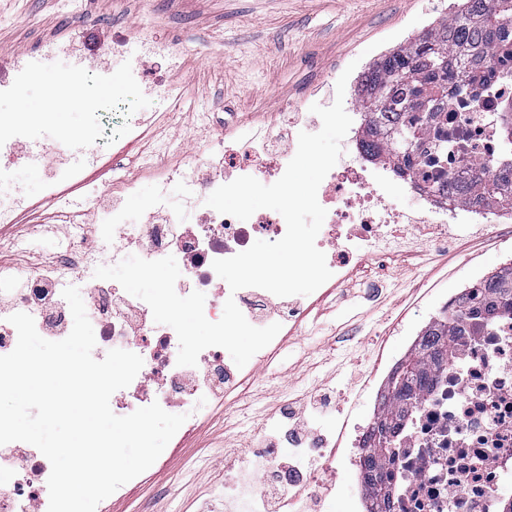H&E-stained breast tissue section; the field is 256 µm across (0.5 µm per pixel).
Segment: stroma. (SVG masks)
Listing matches in <instances>:
<instances>
[{"label":"stroma","instance_id":"stroma-1","mask_svg":"<svg viewBox=\"0 0 512 512\" xmlns=\"http://www.w3.org/2000/svg\"><path fill=\"white\" fill-rule=\"evenodd\" d=\"M442 0H0V59L35 53L52 38L110 40L113 31L144 27L158 36H179L187 65L182 74L191 99L209 112L214 128L234 122V133L204 139L192 113L165 117L157 127L173 157L207 143L237 151L250 144L261 122L277 127L282 108L297 110L309 96L334 94L349 72L344 108L357 109L354 90L380 56L399 48L443 20ZM356 71H349V64ZM47 77L23 85L16 100L38 113L32 127L40 139L58 127L80 132L100 92L87 91L52 111L43 96ZM16 100H0V113ZM63 231L22 236L12 251L21 266L64 249ZM512 262V243L496 225L450 232L446 247L431 249L425 262L404 256L392 266L371 260L335 294L300 321L278 362L251 358L254 381L243 396L205 402L196 412L202 425L183 447L166 446L156 469L143 472L123 501L104 499L105 512H197L215 481L233 483L237 469L224 464V439L239 436L251 458L271 439L287 408H306L310 429L334 432L343 421L363 423L376 411L386 369L404 355L409 337L438 314L447 293L473 285V272L488 275ZM327 394L324 416L310 413L313 396Z\"/></svg>","mask_w":512,"mask_h":512}]
</instances>
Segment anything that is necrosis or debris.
I'll list each match as a JSON object with an SVG mask.
<instances>
[{"instance_id":"4bbe7bcc","label":"necrosis or debris","mask_w":512,"mask_h":512,"mask_svg":"<svg viewBox=\"0 0 512 512\" xmlns=\"http://www.w3.org/2000/svg\"><path fill=\"white\" fill-rule=\"evenodd\" d=\"M132 41L139 54L131 61L128 84L113 88L110 109L93 113L81 134L61 132L57 143L36 150L26 145L28 114H0V254L20 227L39 232L56 225L69 237L68 249L54 262H38L25 270L0 261V282L25 281L0 304V355L16 346L17 331L9 317L17 312L31 315L40 335L52 330L66 338L70 309L62 291L78 280L92 282L93 357L100 360L110 350L123 349L143 359L132 383L112 395V411L126 416L156 402L166 412L186 414L184 430L191 433L197 428L195 406L250 385L251 370L230 369L223 348L216 346L204 349L196 366L177 365L175 331L155 323L144 301L120 293L109 281L95 280L94 271L101 262L115 264L127 257L134 244H145L146 260L178 253L183 258L182 280L206 296L208 320L218 321L230 298L248 321L267 326L279 320V333L258 353L262 359L274 355L288 341L289 323L302 318L297 302L255 287L231 291L212 263L248 249L256 238H282L285 220L271 210L242 221L218 213L205 200L241 176L276 182L296 153L299 115L282 112L286 139L262 126L255 147L243 152L213 155L201 149L172 162L169 148L155 141V118L140 112L137 103L149 97L166 109L182 107L187 91L176 75L184 70L186 58L178 44L137 28L113 36L104 47H93L86 39L49 41L39 56L70 58L71 68L62 81L71 92L81 93L100 81L107 63H121ZM149 60L164 66L151 78L143 70ZM511 114L512 74L486 72L468 100L451 96L424 113L409 155L410 175L399 184L390 180L395 168L391 158L366 153L368 116L359 114L346 160L331 169L318 189L327 216L316 246H330L334 252L326 258L332 276L315 291V299L327 298L343 283L346 266L373 257L393 260L410 249L424 255L430 246L447 243L449 227L467 220L500 222L501 233L511 237L506 210L448 192L452 181L497 179L512 171V152L505 147L512 132L506 122ZM134 144L139 147L140 170L157 183L158 192L144 200L143 217L135 222L128 221L121 208L103 210L94 236L88 233L82 210L66 207L42 220L26 184L10 177L12 164L26 162L45 174L47 194L59 198L78 189L87 173L103 169L106 158L125 154ZM400 192L418 195L420 209L412 214L395 210L391 199ZM273 430L278 440L271 451L243 466L239 484L217 490L224 512H289L294 501L314 497L320 474L336 479L348 471H363L366 427L347 434L342 449L318 434L308 439L293 436L286 414ZM393 446L394 461L385 470L391 487L389 512H506L512 505V309L468 321L449 362L435 372L423 400L396 432ZM282 456L296 461L285 474L273 464ZM50 471L41 452L29 453L22 467L13 468L10 482H0V512H47ZM258 471L269 483L285 485L287 495L260 503V484L253 478Z\"/></svg>"}]
</instances>
